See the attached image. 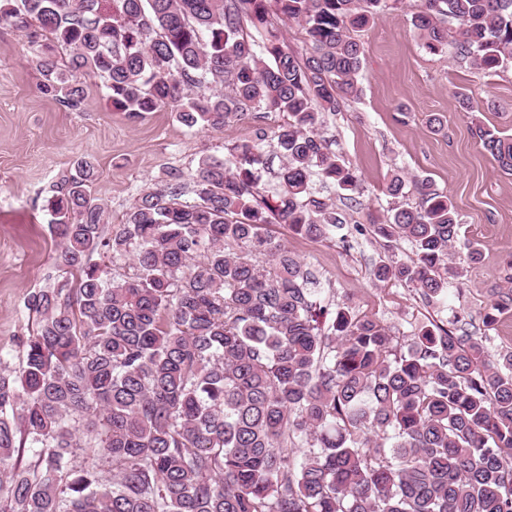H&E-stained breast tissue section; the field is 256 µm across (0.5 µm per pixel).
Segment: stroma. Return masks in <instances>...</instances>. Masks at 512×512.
<instances>
[{
    "label": "stroma",
    "instance_id": "1",
    "mask_svg": "<svg viewBox=\"0 0 512 512\" xmlns=\"http://www.w3.org/2000/svg\"><path fill=\"white\" fill-rule=\"evenodd\" d=\"M419 3L403 0L402 9L357 32L364 46L361 93L327 115L320 130L360 181L358 204L332 195L347 227L319 241L279 231L327 300L348 302L400 338L432 319L458 317L480 326L489 290L512 255V175L500 170L475 134L489 126L512 137V67L487 73L426 52L410 23ZM37 83L30 50L0 23V369L6 371L17 367V339L31 327L27 295L63 278L48 228L53 182L81 160L94 161L95 194L117 224L137 194L168 172L194 171L200 157H223L229 141L273 131L283 120L279 112H252L221 131L191 130L167 109L135 120L113 111L97 80L86 81L76 111L42 94ZM462 93L475 101L474 111L461 108ZM432 114L441 117V132L430 129ZM396 169L429 178L447 193L466 237L482 251L473 263L467 249L457 248L462 282L433 303L405 286L376 282L372 269L384 251L371 236L352 232L368 212L386 211L384 188Z\"/></svg>",
    "mask_w": 512,
    "mask_h": 512
}]
</instances>
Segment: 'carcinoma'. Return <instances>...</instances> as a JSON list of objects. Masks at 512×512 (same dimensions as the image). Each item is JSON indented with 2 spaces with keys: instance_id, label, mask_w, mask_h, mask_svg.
<instances>
[{
  "instance_id": "cac0c4a2",
  "label": "carcinoma",
  "mask_w": 512,
  "mask_h": 512,
  "mask_svg": "<svg viewBox=\"0 0 512 512\" xmlns=\"http://www.w3.org/2000/svg\"><path fill=\"white\" fill-rule=\"evenodd\" d=\"M402 0H0L29 48L38 88L63 106L98 78L130 118L169 108L185 127L222 130L282 112L273 131L281 191L260 172L268 134L205 156L139 193L122 225L94 195L84 160L48 200L58 266L72 288H42L19 364L0 371V512H512V350L423 324L401 345L388 327L319 282L270 226L323 240L346 223L315 181L359 180L319 131L361 92L354 32ZM295 21L309 50L268 28ZM267 29L257 41L248 26ZM422 46L472 68L512 67V0H421ZM476 135L512 174V137ZM386 214H367L388 255L372 270L439 299L463 271L460 213L428 178L395 171ZM417 197L410 204L407 198ZM404 241L413 257L389 252ZM99 255L132 258L121 279ZM512 312V260L482 324ZM89 448L108 476L72 462Z\"/></svg>"
}]
</instances>
